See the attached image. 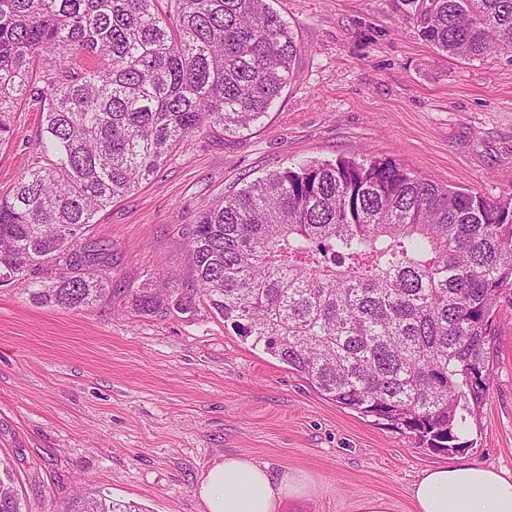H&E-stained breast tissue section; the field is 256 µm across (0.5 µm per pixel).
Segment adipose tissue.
Segmentation results:
<instances>
[{
    "mask_svg": "<svg viewBox=\"0 0 512 512\" xmlns=\"http://www.w3.org/2000/svg\"><path fill=\"white\" fill-rule=\"evenodd\" d=\"M309 490L295 474L234 455L207 471L197 495L204 512H278L285 499ZM412 498L416 512H512V473L468 463L435 468L414 484Z\"/></svg>",
    "mask_w": 512,
    "mask_h": 512,
    "instance_id": "adipose-tissue-1",
    "label": "adipose tissue"
}]
</instances>
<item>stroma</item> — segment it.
Here are the masks:
<instances>
[{
	"label": "stroma",
	"mask_w": 512,
	"mask_h": 512,
	"mask_svg": "<svg viewBox=\"0 0 512 512\" xmlns=\"http://www.w3.org/2000/svg\"><path fill=\"white\" fill-rule=\"evenodd\" d=\"M301 46L290 81L247 130L197 135L100 211L114 250L111 302L43 308L27 281L0 287V456L23 512H62L79 490L147 512H202L196 489L227 455L305 476L280 512H414L424 473L457 462L512 472V306H502L473 445L437 452L325 398L286 363L226 329L202 299L164 318L125 306L145 279L190 278L201 210L243 182L305 160L362 154L489 198L512 195V50L448 57L396 0H271ZM0 145V193L31 164L39 115L21 105Z\"/></svg>",
	"instance_id": "35a3bbf8"
}]
</instances>
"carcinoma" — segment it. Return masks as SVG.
<instances>
[{
  "label": "carcinoma",
  "instance_id": "obj_1",
  "mask_svg": "<svg viewBox=\"0 0 512 512\" xmlns=\"http://www.w3.org/2000/svg\"><path fill=\"white\" fill-rule=\"evenodd\" d=\"M460 59L512 49V0H402ZM300 50L269 0H0V144L24 102L39 156L0 196V286L41 307L112 300L98 212L188 138L267 113ZM190 284L147 279L128 307L165 317L200 296L234 335L322 395L443 451L468 447L495 315L512 305V196L443 187L385 159L278 168L202 210ZM0 459V512H23ZM65 512H143L77 495Z\"/></svg>",
  "mask_w": 512,
  "mask_h": 512
}]
</instances>
